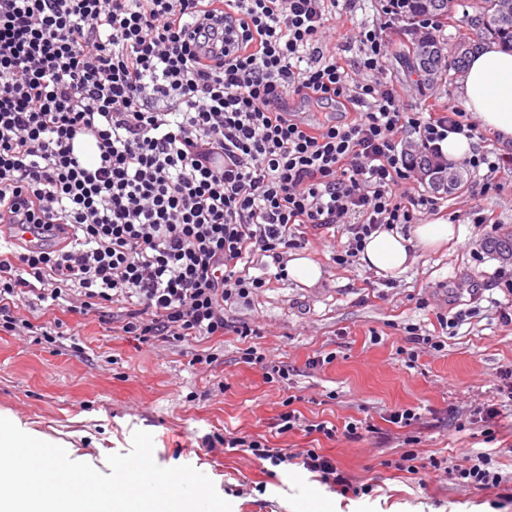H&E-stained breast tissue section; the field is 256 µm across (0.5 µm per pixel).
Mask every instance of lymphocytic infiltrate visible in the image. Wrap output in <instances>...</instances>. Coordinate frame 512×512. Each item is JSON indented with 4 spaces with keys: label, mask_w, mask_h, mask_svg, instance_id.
Masks as SVG:
<instances>
[{
    "label": "lymphocytic infiltrate",
    "mask_w": 512,
    "mask_h": 512,
    "mask_svg": "<svg viewBox=\"0 0 512 512\" xmlns=\"http://www.w3.org/2000/svg\"><path fill=\"white\" fill-rule=\"evenodd\" d=\"M340 34L356 0H0V325L29 297L86 315L127 304L146 343L223 335L224 304L265 287L251 253L279 259L293 226L344 225L349 264L380 228L417 223L426 198L399 135L443 157L479 125L448 106L407 112L371 80L404 16ZM196 28H186V21ZM358 47L355 80L336 38ZM294 97L354 117L315 128ZM89 134L100 164L73 154Z\"/></svg>",
    "instance_id": "f902f5d3"
}]
</instances>
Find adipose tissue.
<instances>
[{
  "mask_svg": "<svg viewBox=\"0 0 512 512\" xmlns=\"http://www.w3.org/2000/svg\"><path fill=\"white\" fill-rule=\"evenodd\" d=\"M464 108L503 141L512 140V52L487 42L469 59L459 84ZM447 221L412 225L407 232L379 229L366 240L360 261L377 275L395 278L414 262L418 250L435 252L459 239Z\"/></svg>",
  "mask_w": 512,
  "mask_h": 512,
  "instance_id": "1",
  "label": "adipose tissue"
}]
</instances>
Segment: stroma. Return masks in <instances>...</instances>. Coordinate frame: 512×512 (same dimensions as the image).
<instances>
[{
  "instance_id": "1",
  "label": "stroma",
  "mask_w": 512,
  "mask_h": 512,
  "mask_svg": "<svg viewBox=\"0 0 512 512\" xmlns=\"http://www.w3.org/2000/svg\"><path fill=\"white\" fill-rule=\"evenodd\" d=\"M413 36L405 27L392 33L382 79L393 83L409 112L458 104L457 81H406L396 49ZM455 167L464 174L461 189L435 193L422 183L415 192L437 199L421 223L454 219L459 241L419 252L391 279L357 260L345 267L333 262L347 240L343 227L306 231L299 251L321 267V279L310 287L277 279L271 257L254 252L249 273L268 285L225 303L233 330L221 337L142 344L123 332L121 303L89 315L35 299L21 304L14 314L28 328L0 330V414L61 437L102 473L108 455L130 451L133 431L150 432L159 466H193L232 512H512V325L499 320L512 253L494 247L512 232V164L499 169L489 191L465 162ZM475 209L492 214L494 224L469 223ZM459 311L468 312L466 321L454 329L441 325V317ZM57 323L63 334L47 343L41 330ZM241 325L252 336H237ZM411 327L421 343L410 342ZM249 346L286 364L287 382L267 381L258 366L245 363ZM212 351L217 362L195 364L196 355ZM488 404L499 407V416L478 422L474 409ZM288 407L304 420L330 421L336 436L301 428L279 433ZM401 409L413 410L417 421L391 423ZM351 421L361 424L353 436L344 431ZM226 431L294 453L320 449L350 484L373 491L356 497L302 465L276 467L245 448L211 447L213 436ZM472 449L490 453L500 486L394 467L408 450L453 466Z\"/></svg>"
}]
</instances>
